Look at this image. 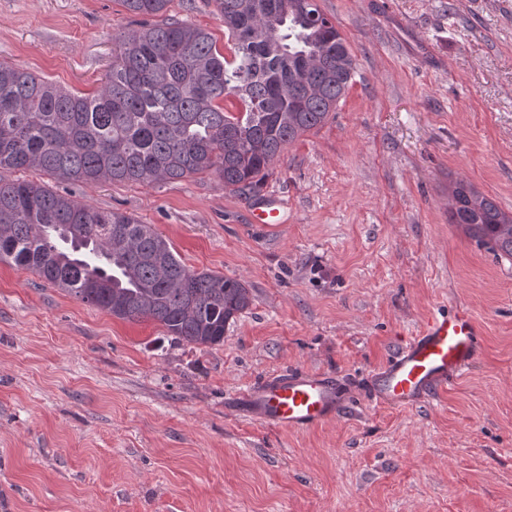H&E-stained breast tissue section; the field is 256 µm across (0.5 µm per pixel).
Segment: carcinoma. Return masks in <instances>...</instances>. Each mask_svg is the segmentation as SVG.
<instances>
[{"mask_svg": "<svg viewBox=\"0 0 512 512\" xmlns=\"http://www.w3.org/2000/svg\"><path fill=\"white\" fill-rule=\"evenodd\" d=\"M158 17L170 0H122ZM231 57L186 22L116 37L112 70L91 96L0 61V260L119 319H150L177 343L210 347L251 304L235 278L193 270L153 226L49 185L172 182L213 170L245 201L261 197L284 148L324 125L351 86L355 59L318 0H205ZM232 97L238 111L221 102ZM448 220L512 258V214L455 182Z\"/></svg>", "mask_w": 512, "mask_h": 512, "instance_id": "1", "label": "carcinoma"}]
</instances>
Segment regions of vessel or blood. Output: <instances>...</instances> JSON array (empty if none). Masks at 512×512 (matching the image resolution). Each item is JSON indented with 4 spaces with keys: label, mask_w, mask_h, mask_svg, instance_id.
<instances>
[{
    "label": "vessel or blood",
    "mask_w": 512,
    "mask_h": 512,
    "mask_svg": "<svg viewBox=\"0 0 512 512\" xmlns=\"http://www.w3.org/2000/svg\"><path fill=\"white\" fill-rule=\"evenodd\" d=\"M249 218L270 230L285 223L281 200L253 201ZM478 331L464 309L432 315L370 377L369 394L380 405L413 407L446 390L448 381L476 358ZM346 405L340 379L323 372L287 371L236 392L226 406L262 425L305 431L335 420Z\"/></svg>",
    "instance_id": "1"
}]
</instances>
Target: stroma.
Segmentation results:
<instances>
[{"label":"stroma","instance_id":"stroma-1","mask_svg":"<svg viewBox=\"0 0 512 512\" xmlns=\"http://www.w3.org/2000/svg\"><path fill=\"white\" fill-rule=\"evenodd\" d=\"M355 56L334 118L289 144L263 232L216 172L66 184L151 224L252 303L223 344H177L0 262V512H512V260L448 221L466 181L512 212V0H319ZM166 17L209 31L204 0ZM121 0H0V61L89 95ZM467 309L476 360L413 408L369 375L434 311ZM285 370L332 372L345 414L303 432L224 402ZM283 208V203L279 198L264 196L250 204V222L258 228L265 230L273 229L277 224H284L286 222Z\"/></svg>","mask_w":512,"mask_h":512}]
</instances>
